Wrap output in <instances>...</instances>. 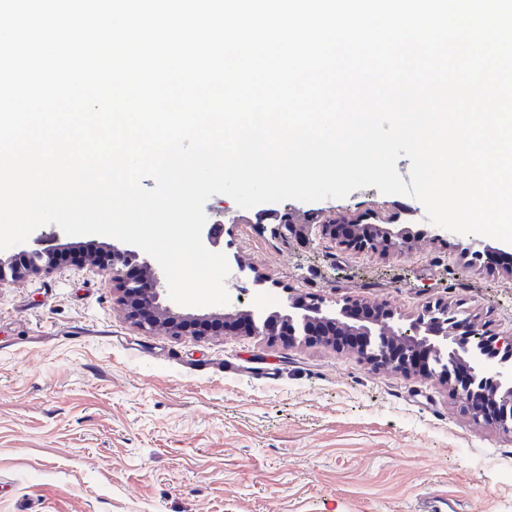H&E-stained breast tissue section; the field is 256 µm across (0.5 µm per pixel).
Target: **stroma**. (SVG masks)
<instances>
[{"instance_id":"35a3bbf8","label":"stroma","mask_w":512,"mask_h":512,"mask_svg":"<svg viewBox=\"0 0 512 512\" xmlns=\"http://www.w3.org/2000/svg\"><path fill=\"white\" fill-rule=\"evenodd\" d=\"M205 213L224 227L241 308H277L292 287L385 304L406 323L442 299L512 331V275L405 196L369 187L242 209L216 195ZM287 216L308 234H273ZM339 220L408 238L350 249L326 229ZM435 496L512 512V432L473 420L438 379L321 344L140 331L107 266L0 286V512H418Z\"/></svg>"}]
</instances>
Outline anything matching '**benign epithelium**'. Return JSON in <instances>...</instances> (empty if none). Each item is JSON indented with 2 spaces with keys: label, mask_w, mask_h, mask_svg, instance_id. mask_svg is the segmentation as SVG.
Returning a JSON list of instances; mask_svg holds the SVG:
<instances>
[{
  "label": "benign epithelium",
  "mask_w": 512,
  "mask_h": 512,
  "mask_svg": "<svg viewBox=\"0 0 512 512\" xmlns=\"http://www.w3.org/2000/svg\"><path fill=\"white\" fill-rule=\"evenodd\" d=\"M351 228L352 234L341 237V241L359 249L383 250L395 236L379 225L371 231L354 224ZM37 242L40 248L29 252L25 269L7 268L0 260V286L8 274L19 280L57 269L59 236L52 233L37 238ZM103 250L112 256V282L128 321L137 329L162 328L171 336L201 338L205 336L201 332L205 325L238 321L243 324V336H275L276 327L281 325L288 330L292 342L299 339L333 347L338 346V336H363L369 345L361 354L368 362L376 368L404 374L414 372L411 359L424 350L430 355L425 373L450 385L452 394L467 406L474 419L512 431V332L489 336L470 325L463 339L458 336L459 325L445 302H426L407 325L386 307H375V313L368 317H355L348 312V307L355 304L353 300L336 308L321 299L297 295L289 288L287 303L270 313L229 303L221 310L204 314L183 313L163 297L160 266L146 259L141 262L148 283L144 288L126 274L128 263L138 256L136 251L112 242Z\"/></svg>",
  "instance_id": "benign-epithelium-1"
}]
</instances>
